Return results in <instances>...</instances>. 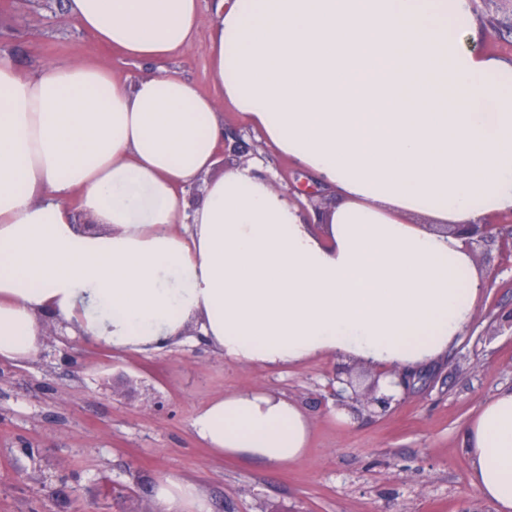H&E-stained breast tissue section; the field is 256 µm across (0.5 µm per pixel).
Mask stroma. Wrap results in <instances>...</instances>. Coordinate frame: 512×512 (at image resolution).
<instances>
[{"label": "stroma", "instance_id": "1", "mask_svg": "<svg viewBox=\"0 0 512 512\" xmlns=\"http://www.w3.org/2000/svg\"><path fill=\"white\" fill-rule=\"evenodd\" d=\"M191 43L167 62L216 96L209 37L217 0H199ZM0 55L26 71L49 60L95 63L122 81L152 64L96 43L65 0H0ZM224 131L260 154L271 184L299 170L248 122L224 108ZM490 275L464 336L418 367L389 408L367 407L372 371L317 359L280 369L233 365L201 336L148 355L122 354L45 330L29 360L0 362V512H161L158 479L195 484L212 512H481L463 431L484 404L512 388V247H470ZM253 387L298 402L309 419L300 459L268 468L224 458L190 422L212 398ZM347 407L348 421L335 410Z\"/></svg>", "mask_w": 512, "mask_h": 512}]
</instances>
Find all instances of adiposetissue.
Wrapping results in <instances>:
<instances>
[{"mask_svg": "<svg viewBox=\"0 0 512 512\" xmlns=\"http://www.w3.org/2000/svg\"><path fill=\"white\" fill-rule=\"evenodd\" d=\"M78 26L156 62L134 84L94 64L22 72L0 55V361L33 356L46 319L144 354L198 332L225 361L354 360L380 372L442 356L488 284L437 224L512 211V64L476 51L470 0H224L214 86L279 153L335 190L315 232L285 193L216 170L224 118L163 60L191 41L199 0H68ZM207 177L186 211L179 192ZM96 225H77V213ZM217 454L302 457L300 404L243 389L191 420ZM470 483L512 512V389L468 425ZM164 512H211L188 483Z\"/></svg>", "mask_w": 512, "mask_h": 512, "instance_id": "obj_1", "label": "adipose tissue"}]
</instances>
